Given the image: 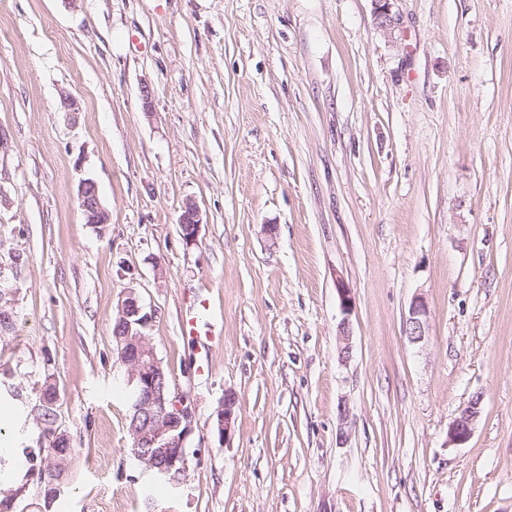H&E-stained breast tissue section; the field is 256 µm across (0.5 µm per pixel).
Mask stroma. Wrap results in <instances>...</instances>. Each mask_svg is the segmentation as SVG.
<instances>
[{
    "label": "stroma",
    "mask_w": 512,
    "mask_h": 512,
    "mask_svg": "<svg viewBox=\"0 0 512 512\" xmlns=\"http://www.w3.org/2000/svg\"><path fill=\"white\" fill-rule=\"evenodd\" d=\"M393 10L390 35L373 0H0V455L37 437L13 392L54 384L75 452L51 512H512V0ZM130 289L195 406L176 491L132 454ZM199 295L205 350L180 329ZM79 201L87 223L95 226L109 224V215L101 206L95 181L84 179L80 182ZM179 228L186 246L195 245L201 224L200 212L196 205L186 204L179 217ZM429 318L430 311L426 301L421 296H415L403 322L404 335L411 344L423 343L429 336ZM236 396L233 392H228L224 396V403L217 411V430L219 439L228 438L234 427L236 420ZM482 397L476 395L469 405L461 412L451 424L448 437L450 442L456 445L466 443L471 437L473 425L480 415Z\"/></svg>",
    "instance_id": "obj_1"
}]
</instances>
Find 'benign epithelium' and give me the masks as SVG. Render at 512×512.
Masks as SVG:
<instances>
[{
	"instance_id": "obj_1",
	"label": "benign epithelium",
	"mask_w": 512,
	"mask_h": 512,
	"mask_svg": "<svg viewBox=\"0 0 512 512\" xmlns=\"http://www.w3.org/2000/svg\"><path fill=\"white\" fill-rule=\"evenodd\" d=\"M379 26L392 35L397 22L391 0H373ZM79 201L86 223H109V215L101 206L95 181L84 179L79 185ZM201 224L196 205L188 204L179 217V228L186 245L196 244ZM430 311L421 296L412 300L403 322L408 341L418 345L429 336ZM153 313L146 311L139 296L128 290L119 300L113 340L118 342L120 362L127 367L134 397L130 412V433L134 455L145 469L154 474L177 479L187 473L189 452L185 441L192 431L194 408L189 397L172 389L169 375L150 343L147 330ZM482 397L477 395L451 424L450 442L460 445L471 437L473 425L480 415ZM236 396L226 393L217 411V430L220 440L231 434L236 420Z\"/></svg>"
}]
</instances>
